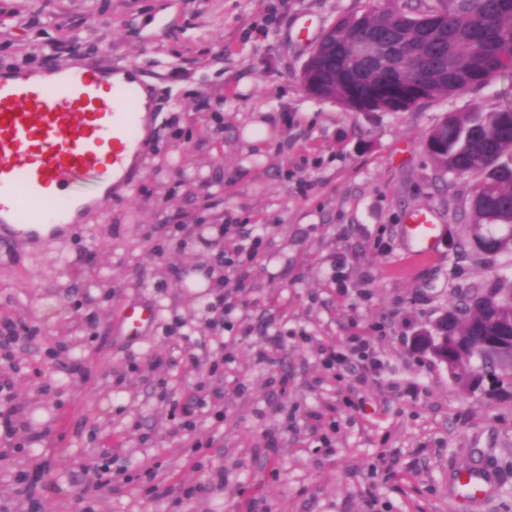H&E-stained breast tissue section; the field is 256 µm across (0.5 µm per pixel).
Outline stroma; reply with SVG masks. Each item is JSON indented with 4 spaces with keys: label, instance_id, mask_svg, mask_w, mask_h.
<instances>
[{
    "label": "stroma",
    "instance_id": "1",
    "mask_svg": "<svg viewBox=\"0 0 512 512\" xmlns=\"http://www.w3.org/2000/svg\"><path fill=\"white\" fill-rule=\"evenodd\" d=\"M367 3L0 0V69L130 65L153 110L128 193L63 236L0 240V321L24 328L0 345L21 409L0 431V512H512V399L462 389L411 344L461 290L512 285V251L467 247L471 179L424 148L448 112L512 106V71L406 112L311 95L310 51ZM411 209L442 227L421 265L400 234ZM215 224L265 229L247 288L224 289L220 341L197 282L233 246ZM133 303L155 320L132 340ZM350 336L381 362L361 386L322 356ZM206 394L223 419L184 414ZM26 460L42 466L32 504ZM479 462L496 486L460 510L449 478ZM106 463L110 485L86 493Z\"/></svg>",
    "mask_w": 512,
    "mask_h": 512
}]
</instances>
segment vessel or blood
<instances>
[{"instance_id":"1","label":"vessel or blood","mask_w":512,"mask_h":512,"mask_svg":"<svg viewBox=\"0 0 512 512\" xmlns=\"http://www.w3.org/2000/svg\"><path fill=\"white\" fill-rule=\"evenodd\" d=\"M121 69L86 66L0 75V227L20 237L56 235L72 215L106 208L113 184L139 174L144 150L135 128L137 88ZM402 233L413 261L435 254L436 226L413 216ZM153 320L147 308L121 315L129 335ZM491 474L473 467L456 478L461 499L488 492Z\"/></svg>"}]
</instances>
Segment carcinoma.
Here are the masks:
<instances>
[{
	"label": "carcinoma",
	"instance_id": "1",
	"mask_svg": "<svg viewBox=\"0 0 512 512\" xmlns=\"http://www.w3.org/2000/svg\"><path fill=\"white\" fill-rule=\"evenodd\" d=\"M396 33L401 51L398 78H422L431 98H452L483 87L512 70V0H401L338 19L317 44L313 68L335 50H351L356 39L377 30ZM314 95L351 109L341 79L327 80ZM425 148L443 176L473 180L472 236L493 240V227L512 226V108L494 112H450L425 139ZM454 339L452 372L469 387L473 359L495 383L512 357L506 340L496 352L477 355L473 347L490 336L512 335V294L487 287L460 296L447 313Z\"/></svg>",
	"mask_w": 512,
	"mask_h": 512
}]
</instances>
